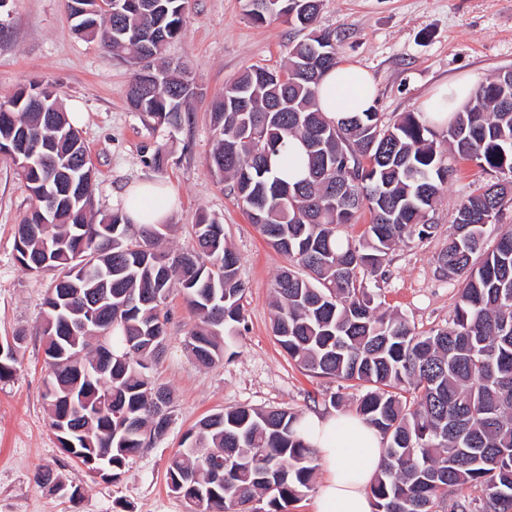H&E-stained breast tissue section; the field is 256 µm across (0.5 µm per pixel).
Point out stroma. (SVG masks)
Segmentation results:
<instances>
[{"mask_svg":"<svg viewBox=\"0 0 512 512\" xmlns=\"http://www.w3.org/2000/svg\"><path fill=\"white\" fill-rule=\"evenodd\" d=\"M183 31L169 61L191 72L197 95L179 129L155 126L127 100L129 67L77 37L67 0H5L0 5V96L29 84L52 85L62 105L77 101L78 130L96 173L97 209L112 211V195L140 182L171 186L175 201L165 246L191 249L194 226L206 215L224 226L241 259L245 320L222 362L199 366L184 348L196 319L172 292L165 351L152 366L172 393L167 435L130 459L118 479L91 474L65 456L43 398L47 375L39 336L52 272L33 274L16 259L14 233L33 201L13 164L0 156V339L22 337L16 373L0 380V512H188L166 485V470L185 433L203 417L238 406L343 414L354 411L361 387L308 375L284 353L272 332V289L287 258L251 224L226 183L210 167L211 103L254 65L278 68L302 34L283 19L254 22L245 0H185ZM320 28L336 36L338 59L374 81L375 106L385 118L419 112L448 80L484 82L512 68V0H322ZM161 154L153 165V154ZM487 181L473 162L458 165L434 213L432 237L396 245L386 275L367 279L384 310L404 315L416 332L447 327L457 281L438 269L458 200ZM339 404H332V396ZM56 470L78 487L68 500L38 485L39 469Z\"/></svg>","mask_w":512,"mask_h":512,"instance_id":"1","label":"stroma"}]
</instances>
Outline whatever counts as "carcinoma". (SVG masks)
Wrapping results in <instances>:
<instances>
[{"mask_svg": "<svg viewBox=\"0 0 512 512\" xmlns=\"http://www.w3.org/2000/svg\"><path fill=\"white\" fill-rule=\"evenodd\" d=\"M69 2L75 32L128 62L153 26L163 32L150 52L156 60L182 33L184 0H122L112 14L97 0ZM320 2L271 0L265 12L247 11L255 21L282 17L308 38L288 65L254 66L227 84L211 112L213 172L231 181L249 221L288 258L274 281L273 333L307 372L365 387L356 414L384 440L374 512H473V502L448 498L459 486L480 489L482 512H512V229L491 243L486 236L512 210V69L481 83L440 140L428 112L385 121L372 109L335 120L316 101L337 63L336 37L315 28ZM155 73L148 88L130 83L129 104L157 126L178 127L192 81L168 66ZM24 131L49 158L15 166L35 205L17 225L14 250L23 269L54 275L41 324L51 428L67 457L116 479L170 424L172 393L149 370L164 350L172 280L199 315L185 349L209 367L244 321L240 258L224 225L204 216L196 249L172 258L161 248L165 225L129 224L118 212L95 218V173L54 91L33 84L0 99V154ZM295 140L303 177L290 184L272 158ZM454 160L474 162L492 181L455 205L438 266L461 288L450 326L422 334L381 310L365 279L383 275L397 242L434 234ZM363 209L370 224L356 244L342 228ZM103 333L110 358L98 345ZM20 349L19 339L13 351L4 346L0 379L16 372ZM299 419L244 406L201 419L170 460L168 489L190 512H288L318 460ZM36 481L78 496L49 470ZM254 501L265 506L246 510Z\"/></svg>", "mask_w": 512, "mask_h": 512, "instance_id": "carcinoma-1", "label": "carcinoma"}]
</instances>
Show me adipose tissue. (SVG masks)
<instances>
[{
    "instance_id": "adipose-tissue-1",
    "label": "adipose tissue",
    "mask_w": 512,
    "mask_h": 512,
    "mask_svg": "<svg viewBox=\"0 0 512 512\" xmlns=\"http://www.w3.org/2000/svg\"><path fill=\"white\" fill-rule=\"evenodd\" d=\"M475 84L458 78L444 84L428 99L426 109L450 115L464 110ZM376 90L357 66L336 64L322 78L317 91L320 111L338 118L373 106ZM171 188L152 183L128 187L115 200L116 207L132 224H164L171 214ZM299 430L319 453L323 478L312 501V512H373L371 484L383 457L380 433L360 416L310 413Z\"/></svg>"
}]
</instances>
